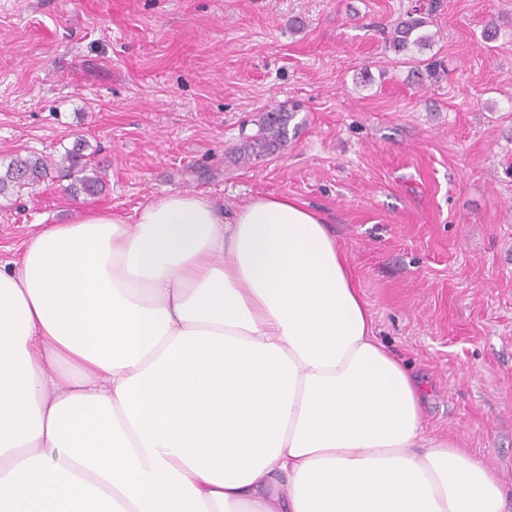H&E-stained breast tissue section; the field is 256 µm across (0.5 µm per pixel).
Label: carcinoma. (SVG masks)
Instances as JSON below:
<instances>
[{
  "mask_svg": "<svg viewBox=\"0 0 512 512\" xmlns=\"http://www.w3.org/2000/svg\"><path fill=\"white\" fill-rule=\"evenodd\" d=\"M437 9V0H429L424 8H414L405 14V17L396 21L390 32L389 42L398 52L408 51L410 47L423 48L432 40L430 35H422L420 31L433 23L434 13ZM287 115L276 110L265 113L263 118L264 140L275 142L285 134ZM56 170L74 180L86 193L94 194L103 190L104 178L97 167L90 163L84 155L76 152H67L58 160L47 161L43 158L14 157L4 174H0V195L9 190L26 188L48 178L51 170Z\"/></svg>",
  "mask_w": 512,
  "mask_h": 512,
  "instance_id": "1",
  "label": "carcinoma"
}]
</instances>
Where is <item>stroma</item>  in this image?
Here are the masks:
<instances>
[{
  "instance_id": "1",
  "label": "stroma",
  "mask_w": 512,
  "mask_h": 512,
  "mask_svg": "<svg viewBox=\"0 0 512 512\" xmlns=\"http://www.w3.org/2000/svg\"><path fill=\"white\" fill-rule=\"evenodd\" d=\"M421 2L0 0V174L83 142L106 181L0 195V259L155 195L305 202L425 384L427 435L493 468L512 512V0H439L430 46L389 49ZM279 107L285 141L242 151Z\"/></svg>"
}]
</instances>
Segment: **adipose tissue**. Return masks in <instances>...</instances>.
<instances>
[{
    "label": "adipose tissue",
    "instance_id": "ef3b65f1",
    "mask_svg": "<svg viewBox=\"0 0 512 512\" xmlns=\"http://www.w3.org/2000/svg\"><path fill=\"white\" fill-rule=\"evenodd\" d=\"M318 210L167 193L0 260V512H504Z\"/></svg>",
    "mask_w": 512,
    "mask_h": 512
}]
</instances>
